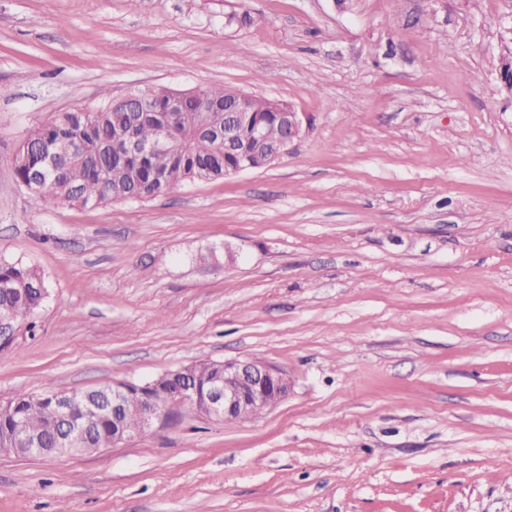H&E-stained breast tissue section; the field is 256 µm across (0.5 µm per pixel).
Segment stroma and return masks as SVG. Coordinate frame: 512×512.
Segmentation results:
<instances>
[{
	"label": "stroma",
	"mask_w": 512,
	"mask_h": 512,
	"mask_svg": "<svg viewBox=\"0 0 512 512\" xmlns=\"http://www.w3.org/2000/svg\"><path fill=\"white\" fill-rule=\"evenodd\" d=\"M512 0H0V258L47 296L0 404L253 358L287 396L0 456V512H512ZM224 85L305 131L143 202L40 205L35 127Z\"/></svg>",
	"instance_id": "obj_1"
}]
</instances>
